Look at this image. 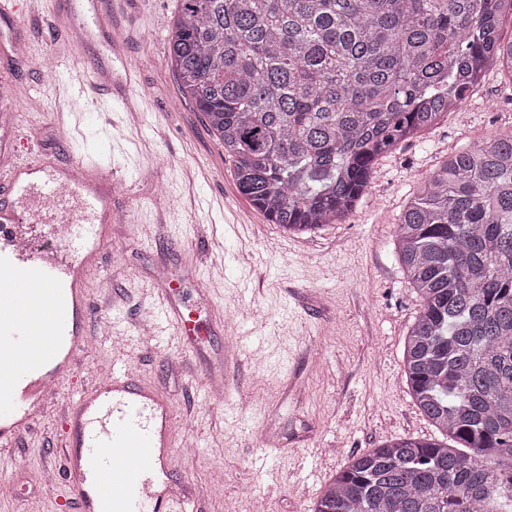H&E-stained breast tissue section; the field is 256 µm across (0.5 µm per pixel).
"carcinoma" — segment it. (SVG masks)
Here are the masks:
<instances>
[{"label": "carcinoma", "instance_id": "cac0c4a2", "mask_svg": "<svg viewBox=\"0 0 512 512\" xmlns=\"http://www.w3.org/2000/svg\"><path fill=\"white\" fill-rule=\"evenodd\" d=\"M512 0H179L167 40L182 95L242 195L284 230L345 222L376 161L456 110L497 64ZM420 301L410 396L443 435L352 458L313 512L512 507V133L451 152L396 224Z\"/></svg>", "mask_w": 512, "mask_h": 512}]
</instances>
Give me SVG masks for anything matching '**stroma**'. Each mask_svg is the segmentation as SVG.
<instances>
[{
    "label": "stroma",
    "instance_id": "stroma-1",
    "mask_svg": "<svg viewBox=\"0 0 512 512\" xmlns=\"http://www.w3.org/2000/svg\"><path fill=\"white\" fill-rule=\"evenodd\" d=\"M95 5L111 18L131 73L116 72L112 100L71 96L74 72L112 63L106 35L83 45L61 32ZM34 19L0 18V70L26 105L25 125L45 161H80L121 187L111 254L88 282L96 315L79 381L64 385L47 415L0 455V476L19 496L0 512H78L68 489L44 496L40 477L60 457L61 419L74 393L113 363L171 398L178 409L173 476L203 489L205 512H311L330 479L362 452L397 436L437 431L412 401L404 341L420 309L396 255L395 226L417 187L455 148L512 131V75L488 66L456 111L375 164L350 220L309 233L281 231L237 187L233 162L201 112L182 100L167 34L177 0H37ZM57 62L48 88L41 61ZM138 103L131 112L120 98ZM175 288L196 322L195 341L224 348L220 324L244 335L245 355L209 394L205 367L174 361L172 337L135 334L150 300ZM280 453L274 477L254 462L266 439Z\"/></svg>",
    "mask_w": 512,
    "mask_h": 512
}]
</instances>
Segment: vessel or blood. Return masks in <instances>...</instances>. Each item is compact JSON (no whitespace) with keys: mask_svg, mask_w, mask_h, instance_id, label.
<instances>
[{"mask_svg":"<svg viewBox=\"0 0 512 512\" xmlns=\"http://www.w3.org/2000/svg\"><path fill=\"white\" fill-rule=\"evenodd\" d=\"M108 72L77 73L76 96L110 91ZM0 447H16L73 376L85 349L92 307L88 277L100 268L112 220V180L75 164L57 178L22 135V116L0 127ZM42 215L25 221L23 204ZM63 235L66 250H41L36 239ZM154 327L187 331L173 299L156 304ZM175 404L126 365L67 404L61 448L63 483L80 512H201L198 488L173 477Z\"/></svg>","mask_w":512,"mask_h":512,"instance_id":"b4317fda","label":"vessel or blood"}]
</instances>
